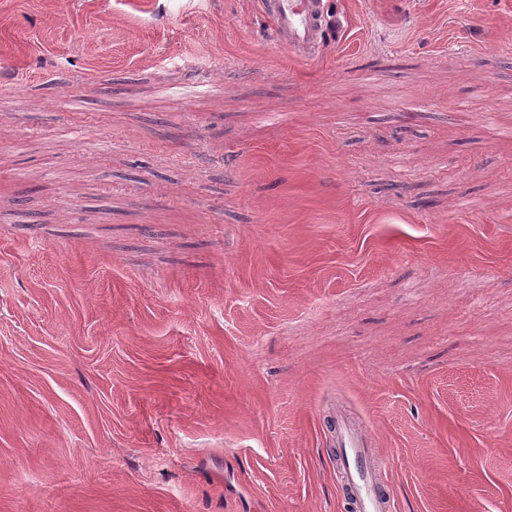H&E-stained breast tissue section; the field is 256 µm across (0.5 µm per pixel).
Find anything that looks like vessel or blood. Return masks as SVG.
Segmentation results:
<instances>
[{"label": "vessel or blood", "mask_w": 512, "mask_h": 512, "mask_svg": "<svg viewBox=\"0 0 512 512\" xmlns=\"http://www.w3.org/2000/svg\"><path fill=\"white\" fill-rule=\"evenodd\" d=\"M256 6L272 43L307 62L321 57L330 40L328 0H256ZM323 422L332 442L331 463L352 512H394L387 465L366 422L339 403Z\"/></svg>", "instance_id": "b4317fda"}]
</instances>
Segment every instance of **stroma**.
Instances as JSON below:
<instances>
[{"instance_id":"obj_1","label":"stroma","mask_w":512,"mask_h":512,"mask_svg":"<svg viewBox=\"0 0 512 512\" xmlns=\"http://www.w3.org/2000/svg\"><path fill=\"white\" fill-rule=\"evenodd\" d=\"M328 17L0 0V512H512V0ZM328 0H256L267 36L295 57L314 62L330 40ZM323 422L332 442L331 463L351 512H393L387 493V465L366 422L335 403Z\"/></svg>"}]
</instances>
